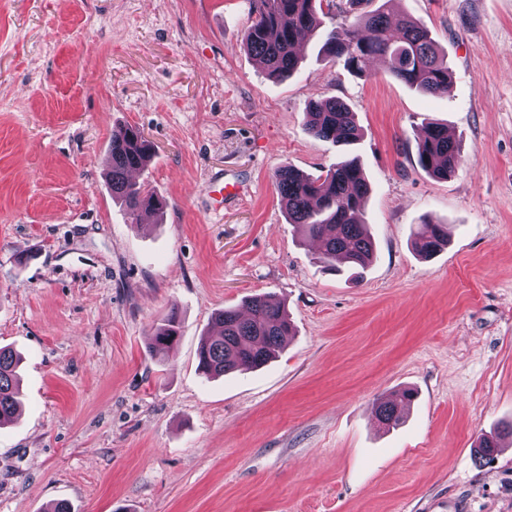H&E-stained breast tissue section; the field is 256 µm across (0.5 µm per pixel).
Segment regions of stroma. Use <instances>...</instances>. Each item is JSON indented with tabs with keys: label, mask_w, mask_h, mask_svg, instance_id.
<instances>
[{
	"label": "stroma",
	"mask_w": 512,
	"mask_h": 512,
	"mask_svg": "<svg viewBox=\"0 0 512 512\" xmlns=\"http://www.w3.org/2000/svg\"><path fill=\"white\" fill-rule=\"evenodd\" d=\"M447 55V95L382 62L357 77L317 36L275 82L243 45L247 0H0V346L21 353L0 426V512H512V0H393ZM354 112L349 148L313 137L309 100ZM433 119L451 177L417 163ZM155 153L168 206L132 220L106 179L113 129ZM371 183L376 250L354 275L319 261L277 193L342 153ZM242 186L221 208L224 183ZM448 227L424 259L418 224ZM284 302L296 334L257 370L209 379L215 312ZM182 337L148 353L170 310ZM419 397L395 428L374 405ZM417 157L423 170L440 179H448L461 160L458 144L448 137L446 126L432 121L421 128Z\"/></svg>",
	"instance_id": "35a3bbf8"
}]
</instances>
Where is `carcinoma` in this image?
<instances>
[{"label": "carcinoma", "mask_w": 512, "mask_h": 512, "mask_svg": "<svg viewBox=\"0 0 512 512\" xmlns=\"http://www.w3.org/2000/svg\"><path fill=\"white\" fill-rule=\"evenodd\" d=\"M359 0L348 7L336 0H248L252 22L245 31L244 46L263 64L266 76L283 81L296 73L299 58L295 46L303 33H321L326 57L343 62L350 73L362 76L375 60L382 61L395 79L427 95L444 96L451 86L453 71L429 31L405 15H394L384 0L374 10L352 14ZM307 130L317 138L338 146H350L358 137L354 112L334 97L311 101L307 106ZM110 169L107 173L112 197L124 205L131 219L143 211L159 213L167 206L130 172L148 166L153 147L139 129L125 126L112 131ZM419 166L431 176L446 179L455 172L461 155L458 144L448 137L446 126L427 121L417 144ZM275 185L285 204L289 223L298 231L321 242L322 263H339L364 269L372 261L374 242L360 219L370 191L367 177L356 159L329 166L316 177L291 165L279 168ZM448 244L444 224H421L414 234L413 249L424 258ZM245 315L231 308L216 312L212 324L217 335L200 341L199 369L208 377H220L238 369L258 368L274 358L293 336L284 304L270 296H254ZM181 336V322L172 310L157 326L149 353L160 354L174 347ZM20 358L0 347V425L12 421L19 408L17 399ZM414 392L378 401L379 422L390 429L401 423Z\"/></svg>", "instance_id": "carcinoma-1"}]
</instances>
